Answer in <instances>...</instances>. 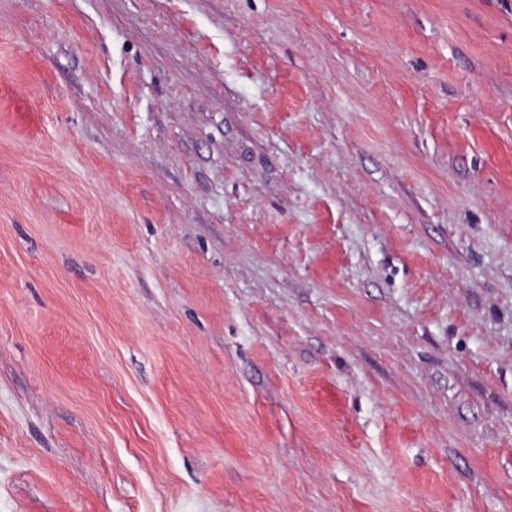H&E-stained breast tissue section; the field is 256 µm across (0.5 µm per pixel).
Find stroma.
Masks as SVG:
<instances>
[{"instance_id": "obj_1", "label": "stroma", "mask_w": 512, "mask_h": 512, "mask_svg": "<svg viewBox=\"0 0 512 512\" xmlns=\"http://www.w3.org/2000/svg\"><path fill=\"white\" fill-rule=\"evenodd\" d=\"M0 512H512V0H0Z\"/></svg>"}]
</instances>
